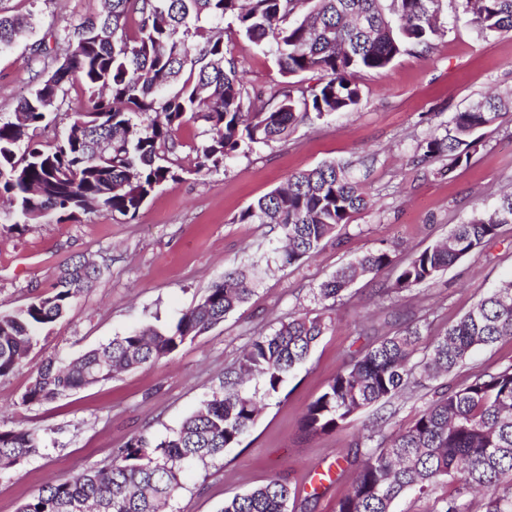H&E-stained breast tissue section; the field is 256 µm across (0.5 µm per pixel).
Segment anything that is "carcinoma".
Listing matches in <instances>:
<instances>
[{
    "label": "carcinoma",
    "instance_id": "carcinoma-1",
    "mask_svg": "<svg viewBox=\"0 0 512 512\" xmlns=\"http://www.w3.org/2000/svg\"><path fill=\"white\" fill-rule=\"evenodd\" d=\"M441 2L104 0V11L64 26L54 67L12 115L0 118V198L12 203V224L51 216L75 220L92 209L135 219L156 188L177 178L172 158L182 143L176 132L196 117L207 125L205 138L180 170L204 176L240 153L286 138L311 112L353 111L361 100L354 73L383 71L404 51H428L440 27ZM460 2L482 34L512 31V0ZM227 18L240 36L274 50L286 78L257 112L250 111L251 93L224 41ZM36 24L33 13L0 14V51ZM75 79L89 93L88 106L73 113L63 135L46 147L38 131ZM509 108L512 99L489 98L456 113L445 134L426 143L424 156H451L457 163L468 158L467 148ZM353 169L351 162H324L294 173L287 186L248 205L237 221L277 226L285 241L283 261H300L370 205ZM505 224H512V191L491 211L455 225L448 239L413 254L399 268L393 293L435 279L496 239ZM392 265L390 252H368L323 281L318 296L334 303L358 277ZM97 274L90 262L73 261L51 292L17 312L0 311V377L28 357L39 331L61 318ZM251 292L245 278L227 274L168 331L139 329L69 362L48 357L21 404L47 402L109 380L118 370L156 364L223 322ZM326 329L322 316L304 313L257 337L227 369L221 391L178 429L159 441L132 437L108 469L56 480L17 512H168L182 485L181 464L239 445L263 401L280 391ZM506 337L512 338V278L436 337L417 362L420 328L406 318L395 334L356 350L306 407L302 428L309 435L334 431L422 378L448 375L476 348ZM41 447L36 429H0V469ZM355 448L361 463L335 512H392L393 501L408 491L428 499L427 512H472L478 496L484 512H512V366L479 373L462 388L434 391L413 423L388 435L371 430ZM457 473L464 477L460 487L433 496L439 482ZM290 498V488L274 476L226 499L220 512H288Z\"/></svg>",
    "mask_w": 512,
    "mask_h": 512
}]
</instances>
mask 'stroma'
<instances>
[{
  "label": "stroma",
  "mask_w": 512,
  "mask_h": 512,
  "mask_svg": "<svg viewBox=\"0 0 512 512\" xmlns=\"http://www.w3.org/2000/svg\"><path fill=\"white\" fill-rule=\"evenodd\" d=\"M102 6L103 0H0V11L39 18L34 34L0 52V117L14 112L51 65L53 52L40 48L44 37ZM443 15L444 28L429 52L405 51L383 72L356 75L362 91L356 110L309 115L287 138L227 160L217 171L181 174L152 193L135 220L92 210L75 221L16 226L0 203V310L50 292L67 263L88 258L99 269L66 315L41 331L27 362L0 378V427L34 428L43 438L38 453L0 470V512H16L49 482L109 467L114 451L132 436H166L218 389L225 367L256 337L302 312L322 315L325 334L279 393L266 399L238 446L184 470L169 512H219L225 499L274 475L295 493L288 512H334L355 477L346 457L357 436L379 419L387 433L410 425L429 399L425 390H410L333 432L304 433L306 406L356 350V338L394 333L389 311L395 306L415 319L422 345H429L512 277L507 224L496 239L409 291L390 293L394 274L386 271L359 279L335 307L317 295L321 282L366 252L387 249L404 262L512 190V114L486 129L468 161L421 157L420 144L443 134L455 113L488 93H512V32L480 34L457 0H443ZM226 38L249 89L281 81L269 47L242 38L232 24ZM328 161L357 163L372 204L312 257L285 264L277 227L241 224L237 217L291 174ZM234 270L254 278L249 300L169 358L49 402L22 404L43 359L69 361L145 325L171 329ZM511 365L512 339H503L476 350L447 382L460 387L478 373Z\"/></svg>",
  "instance_id": "stroma-1"
}]
</instances>
